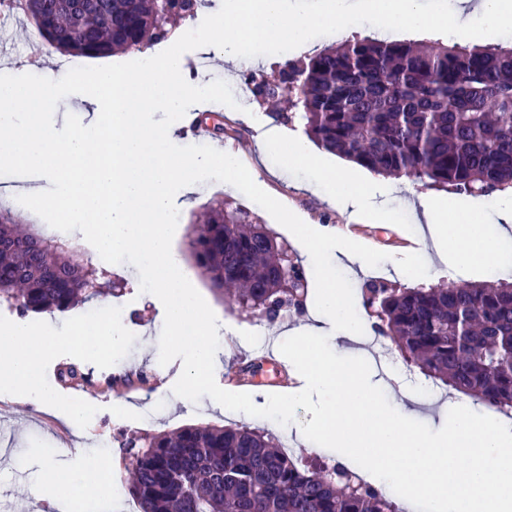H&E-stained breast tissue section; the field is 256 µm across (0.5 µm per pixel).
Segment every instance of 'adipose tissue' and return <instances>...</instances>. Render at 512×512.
Returning <instances> with one entry per match:
<instances>
[{"label": "adipose tissue", "instance_id": "obj_1", "mask_svg": "<svg viewBox=\"0 0 512 512\" xmlns=\"http://www.w3.org/2000/svg\"><path fill=\"white\" fill-rule=\"evenodd\" d=\"M213 4L208 28L194 34L196 46L201 55L222 57L232 69L245 61L255 41L275 50L289 46L303 53L313 46V28L345 27L353 13L363 9L381 17L384 36L407 28H442L459 42L470 40L475 21L492 28L512 18V0H307L303 5L292 0H213ZM256 149L263 156L277 155L284 167L306 164L330 207L352 216L371 210L388 219L385 208L374 202L375 186L370 179L337 172L303 139L284 130L268 129L259 134ZM411 208L418 223L428 225L440 259L463 270L497 266L503 248L501 227L512 224V188L490 203L421 193ZM119 332L108 309L97 322L79 325L74 337L66 332H47L39 323L1 325L0 396L54 399L41 374L53 348L70 342L91 357L111 353L119 347ZM39 485L52 493L54 501L66 503L91 497L104 500L117 493L111 471L97 457L86 458L77 471L47 467Z\"/></svg>", "mask_w": 512, "mask_h": 512}]
</instances>
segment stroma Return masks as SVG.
<instances>
[{
	"label": "stroma",
	"instance_id": "stroma-1",
	"mask_svg": "<svg viewBox=\"0 0 512 512\" xmlns=\"http://www.w3.org/2000/svg\"><path fill=\"white\" fill-rule=\"evenodd\" d=\"M6 35L0 40V65L7 74H38L46 67L56 69L58 75L66 70L60 62L62 56L54 47L43 45L37 31L26 17L16 15L0 22ZM220 138L225 151L238 154L244 164H258L264 190L285 206L304 214L310 224L322 229H336L345 219L335 209L327 206L319 188L311 186L310 176L304 165L296 164L282 169L277 156H268L263 163H256L253 131L237 113H223ZM222 196L255 212L262 222L291 247L299 242L293 234L280 225L259 205L243 193L226 189L223 183L211 180L203 187L191 211L181 212L174 235L178 252L187 253L189 214L200 211L214 196ZM389 208L395 209L396 220L386 223L370 217L357 225V243L388 254V261L370 268L368 272L349 275L353 288H360L366 278H389L392 273L391 258L403 257L405 250L400 242L404 233L426 234L425 225L419 224L413 211L404 207L397 194L387 198ZM108 270L117 287L112 293L114 317L122 326V341L117 356L91 358L74 348L56 351L45 362L42 376L53 386L56 397L51 401L4 400L0 411L10 417V426L0 432V512H33V499L39 484L41 469L47 465L60 468H79L90 450L106 448L112 459V468L123 471L122 456L118 448L120 434L142 435L163 430H173L186 425L234 426L239 419L215 409L209 397L198 402H176L171 385L179 377L178 362L160 365L150 358V343L159 341L163 305L153 295L141 292L136 267L128 263L109 265ZM193 285L210 308L220 313L228 324L229 332L222 345L225 370L217 372L215 380L224 389L234 392L278 393L302 384L293 372L287 358L280 351L257 348L253 336L264 334L275 342H282L289 331L300 323L291 316L274 326L260 324L256 319L240 315L223 299L218 298L201 275H194ZM264 356V370L254 381L239 382L227 371L229 364L238 358ZM79 366L92 381L91 387L71 388L59 384L57 371L61 365ZM149 372L153 379L151 390L144 391L114 381L117 367ZM457 396L455 390L443 387L423 396L413 395L410 403L413 418L431 429H440L449 411L448 404ZM162 401L163 408L153 422H144L146 408L154 401ZM80 408L82 421L70 424L69 412Z\"/></svg>",
	"mask_w": 512,
	"mask_h": 512
}]
</instances>
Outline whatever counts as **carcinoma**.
Wrapping results in <instances>:
<instances>
[{"label":"carcinoma","mask_w":512,"mask_h":512,"mask_svg":"<svg viewBox=\"0 0 512 512\" xmlns=\"http://www.w3.org/2000/svg\"><path fill=\"white\" fill-rule=\"evenodd\" d=\"M40 36L72 57L166 41L200 0H15ZM252 95L298 122L323 149L382 176L455 193L512 186V47L385 43L369 37L288 60L249 81ZM196 266L238 310L269 326L299 308L278 299L306 282L284 243L226 200L197 216ZM112 287L66 244L24 229L0 206V303L22 315L65 312ZM375 332L433 383L512 412V281L410 288L366 280ZM60 382L86 381L75 364ZM140 512H395L379 487L341 464L303 463L247 425L185 426L121 441Z\"/></svg>","instance_id":"obj_1"}]
</instances>
